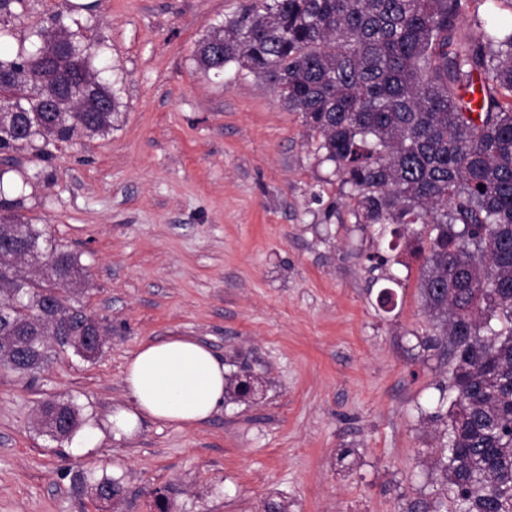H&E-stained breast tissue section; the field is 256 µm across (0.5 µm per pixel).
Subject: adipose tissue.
<instances>
[{"instance_id": "ef3b65f1", "label": "adipose tissue", "mask_w": 512, "mask_h": 512, "mask_svg": "<svg viewBox=\"0 0 512 512\" xmlns=\"http://www.w3.org/2000/svg\"><path fill=\"white\" fill-rule=\"evenodd\" d=\"M224 364L198 340L172 336L141 345L129 360L123 383L128 402L113 407L105 422L86 430L89 442L132 437L141 419L194 427L224 401Z\"/></svg>"}]
</instances>
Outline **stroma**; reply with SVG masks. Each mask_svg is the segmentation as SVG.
I'll return each instance as SVG.
<instances>
[{
    "mask_svg": "<svg viewBox=\"0 0 512 512\" xmlns=\"http://www.w3.org/2000/svg\"><path fill=\"white\" fill-rule=\"evenodd\" d=\"M73 2L29 0L17 38ZM92 2L74 15L115 67L114 128L59 144L50 185H23L25 152L0 159V177L20 187L24 218L79 254L80 302L111 331L91 360L53 346L38 373L0 366V512H154L159 493L169 512H262L271 498L288 512H402L432 490L429 416L452 369L420 344L435 321L416 236L395 252V285L373 280L367 257L389 240L357 223L301 115L236 65L199 69V41L245 0ZM170 336L209 346L227 376L261 377L262 393L197 427L148 420L84 450L38 424L48 399L105 419L128 400L133 353ZM89 471L121 479L120 498L77 491Z\"/></svg>",
    "mask_w": 512,
    "mask_h": 512,
    "instance_id": "35a3bbf8",
    "label": "stroma"
}]
</instances>
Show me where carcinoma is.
I'll return each instance as SVG.
<instances>
[{"instance_id": "carcinoma-1", "label": "carcinoma", "mask_w": 512, "mask_h": 512, "mask_svg": "<svg viewBox=\"0 0 512 512\" xmlns=\"http://www.w3.org/2000/svg\"><path fill=\"white\" fill-rule=\"evenodd\" d=\"M467 2L258 0L195 52L207 73L234 63L277 86L356 199V223L395 224L398 238L427 230L414 254L423 305L442 322L422 346L453 363L454 398L432 415L444 424L437 489L404 512H512V29L477 14L465 24ZM53 22L17 50L0 26L1 154L45 163L55 142L107 134L118 120L112 66L63 16ZM476 84L475 113L463 92ZM39 98L55 111H39ZM22 204L0 190V363L35 374L44 362L26 354L64 329L73 339L61 347L93 358L79 337L99 319L74 305L80 256L21 220ZM20 264L37 275H18ZM37 419L63 423L66 438L79 425L71 402H43ZM76 484L99 500L121 492L106 475Z\"/></svg>"}]
</instances>
